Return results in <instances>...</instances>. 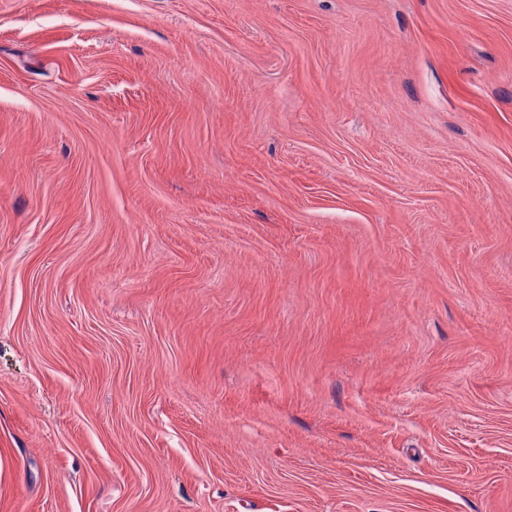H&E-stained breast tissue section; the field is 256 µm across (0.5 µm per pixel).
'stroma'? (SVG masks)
<instances>
[{"instance_id": "35a3bbf8", "label": "stroma", "mask_w": 512, "mask_h": 512, "mask_svg": "<svg viewBox=\"0 0 512 512\" xmlns=\"http://www.w3.org/2000/svg\"><path fill=\"white\" fill-rule=\"evenodd\" d=\"M0 512H512V0H0Z\"/></svg>"}]
</instances>
